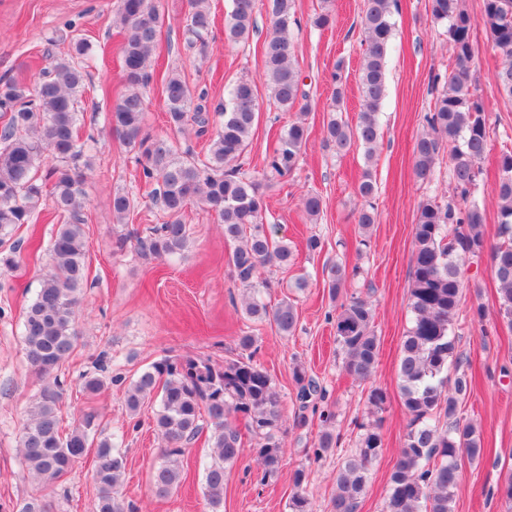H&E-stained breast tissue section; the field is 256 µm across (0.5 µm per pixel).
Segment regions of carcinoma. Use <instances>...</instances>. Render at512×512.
Listing matches in <instances>:
<instances>
[{"instance_id": "carcinoma-1", "label": "carcinoma", "mask_w": 512, "mask_h": 512, "mask_svg": "<svg viewBox=\"0 0 512 512\" xmlns=\"http://www.w3.org/2000/svg\"><path fill=\"white\" fill-rule=\"evenodd\" d=\"M434 23L444 27L455 58V68L434 82L444 81L433 111L425 116L427 131L416 140L414 174L432 178L443 144L450 147V174L454 183L448 202L423 201L414 224L409 308L411 318L404 333L399 363V388L409 415L403 446L389 477L384 512H454V496L463 460L474 461L482 452L477 428L459 417L461 397L470 388L461 357L455 322L463 288L464 264L488 256L490 272L498 284V316L512 328V150L499 158V224L497 240L487 242L483 210L474 197L487 146L486 114L481 99L472 91L469 74L475 49L471 39L477 21L463 7V0H428ZM296 0H266L272 29L263 44V69L269 99L282 112L307 108L308 93L296 66V48L290 33ZM255 0H232L224 22V40L247 42L256 30ZM398 0H365L361 26L366 49L358 72L361 109L356 126L336 118L344 92L333 95V111L326 125V141L336 154H345L352 143L371 159L379 137V115L386 97V57L394 30ZM119 28L123 34L119 53L123 89L109 111L113 134L137 151L141 177L153 185L152 197L166 221L135 235L138 253L159 259L181 253L188 241L182 215L198 203L224 227V240L234 244L228 265L243 293L245 314L273 324L288 336L297 327V311L286 299L272 307L261 297L270 287L262 278L267 266L286 268L294 261L287 243L275 239L265 227L263 213L266 183L298 168L309 129L299 120L284 129L269 156L261 177L247 178L240 161L258 121L255 86L239 80L224 99L208 103L203 93L194 95L176 71L162 80L169 126L196 128L206 137L204 159L190 152L179 154L168 141L146 131L144 90L154 79V52L163 24L158 0H119ZM493 51L501 58L495 80L499 91L512 101V0H483L481 20ZM214 20L208 0H189L186 27L190 46L206 54ZM90 44L75 35L70 50L50 55L49 64L32 81L0 79V237L14 226L29 224L47 207L65 218L51 238V268L44 274L34 298L23 314V336L28 363L41 386L28 411L20 434L21 454L28 472L46 486L59 482L73 466L95 449L98 494L92 512H134L121 493L124 454L111 440L96 435V415L87 413L66 435L62 434L59 407L64 389L56 372L77 346L76 312L87 281L84 185L91 168L87 144L77 126L78 98L87 73ZM52 157L54 164L44 166ZM376 188L370 172L357 187L360 200L357 224L367 232L376 222L371 203ZM126 192L112 197L119 220L134 207ZM303 212L315 221L322 210L316 194L302 201ZM331 299H337L348 282L360 274L336 262L323 269ZM375 309L356 294L345 297L336 310V352L343 368L355 380L370 381L376 371L379 339L373 329ZM455 371L453 388L448 372ZM300 414L328 398L327 389L307 375L305 367H293ZM386 392L372 387L367 395L368 414L375 420L357 425L355 447L345 452L340 437L326 430L313 448L314 459L338 455L336 489L330 512H360L372 469L383 448L381 419ZM154 402L153 421L160 435L162 463L152 474V490L158 497L171 495L182 480L181 456L204 429L211 432L214 457L204 468L205 500L209 512H223L224 476L244 448L236 419L259 436L254 449L261 481L274 475L283 445L277 437L282 416L280 397L269 374L252 357L241 356L215 367L196 358H164L144 369L126 390L125 405L132 416L145 402ZM306 471L294 473L295 491L289 512H312L304 482Z\"/></svg>"}]
</instances>
